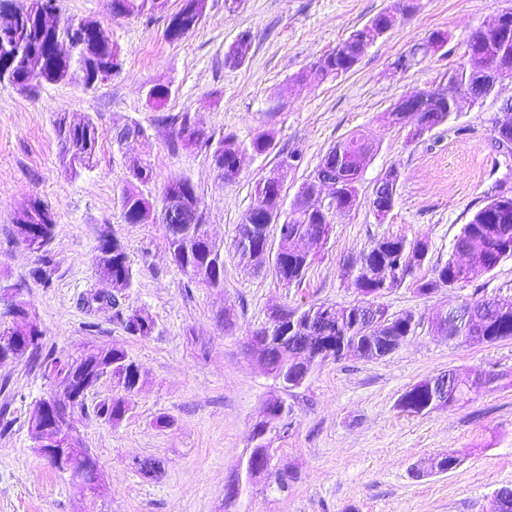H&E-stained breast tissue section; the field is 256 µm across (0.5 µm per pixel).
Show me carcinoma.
<instances>
[{
	"mask_svg": "<svg viewBox=\"0 0 512 512\" xmlns=\"http://www.w3.org/2000/svg\"><path fill=\"white\" fill-rule=\"evenodd\" d=\"M16 14L12 25L0 24V63L3 64L4 79L19 91L31 94L44 83H58L67 70L74 65L93 64L97 71L118 73L121 68L117 48L112 42L99 41L97 35L82 30L83 23L64 19L56 14L53 0H25L18 6L9 0ZM201 0H183L179 11L171 19L179 20L178 28L166 26L165 37L170 42L184 39L200 23ZM159 7L156 0H111L112 14L118 16L142 15ZM397 22L393 8L389 7L375 15L367 24L352 31L336 48L321 54L314 67L324 76H340L349 72L368 47L367 39L377 37L390 30ZM498 33L489 29L477 31V43L468 60L455 69L452 81L459 87H466L477 95H490L496 82L505 76L512 77V55L494 56L492 42ZM449 33L433 31L426 39L415 44L409 51L411 56L425 57L440 50L448 42ZM249 48L248 39L238 40L237 45L226 56L225 63L238 66L243 63ZM452 114L451 104L437 97L417 105L415 111L407 112L402 105H396L385 113L387 122L394 126L409 128V135L418 138L425 132L448 121ZM159 122L171 129L172 144L185 147L201 146L211 151L216 168L222 171L224 182L236 180L240 169L236 161L240 154L251 151L264 154L274 148L272 133L260 132L248 143L238 140L232 134L217 139L205 129L196 125L187 112L159 116ZM55 131L64 155L73 163L86 167L93 164L99 141L95 123L87 119L71 124L60 118L55 122ZM144 136L143 128L137 123H128L116 129L115 141L119 144L130 138ZM373 146L360 134H352L331 147L322 157L313 177L300 188L297 199L312 197L319 192L316 178L329 176L338 182L337 200L334 209L324 212L308 211L303 207L292 208L289 217L279 222L284 199L281 197L284 178L288 169L294 166L297 156L282 157L279 166L256 185L255 204L247 211L243 223L256 228L243 245L237 229L234 239L235 252L243 262L254 259V252L272 243L270 227L277 226L278 240L276 260L272 272L286 285L303 279L315 256L326 244L325 229L331 227L333 212H347L357 202L358 189L355 185L358 174L370 161ZM130 179L122 188L120 206L124 220L129 224L149 221L155 206L147 186L151 174L149 165L134 160L129 165ZM172 205L194 220L192 224L164 225L172 262L192 283L208 288L224 285V244L218 242L205 224L202 198L196 186L187 178H178L168 183L162 196V206ZM55 214L39 200L33 201L17 218L15 233L21 242L34 236L40 240L41 252L36 254L38 278L45 288L51 287L54 269V254L51 248L55 234ZM429 244L422 238L408 240L404 237H384L377 240L356 260L355 286L368 292H376L380 298L390 288H396L411 280V287L420 295H431L442 288H463L471 278V268L479 263L486 270H494L502 261L512 259V208L501 207L500 201H487L475 212L469 223L463 225L457 236L448 261L434 267L429 278L413 277L414 269L424 264L428 257ZM97 270L112 287V293L102 300L120 305L127 291L133 287L134 274L122 242L107 234L101 236L95 258ZM326 304H311L307 307H284L288 311V323L293 328L295 339L281 345L277 336L281 333L278 312H271L268 321L248 332L255 338L268 340L267 351L272 362L284 372L288 379L303 375L302 350L300 341L310 336H327L346 350H359L361 357L378 359L385 356L387 348L381 341L383 336H410L417 321L411 313H403L376 323L364 319L360 304L344 307L331 306L332 318L324 325L319 321ZM125 332L134 337L146 338L154 330V322L139 312L116 311ZM3 328L21 337L13 345L0 350L3 358L11 361L27 355L43 356L44 368L61 367L65 373H73V383L78 385L85 376L79 369L86 365L103 367L94 376L99 380L107 374L117 393L93 406L94 416L108 423L120 422L131 409L132 399L139 389L142 373L139 365L127 352L119 347L93 345L76 358L67 361L53 354H42L44 331H34L19 319L1 322ZM35 334L37 340L28 336ZM512 338V304L503 312L492 305L477 311V321L458 341L469 344H491L500 339ZM416 404V413L428 414L433 410L432 394L418 383L404 393ZM268 431H276L285 420L292 419V406L283 400L273 399L267 406ZM57 471L71 479L81 480L92 486L99 479L97 459L94 456L76 457Z\"/></svg>",
	"mask_w": 512,
	"mask_h": 512,
	"instance_id": "carcinoma-1",
	"label": "carcinoma"
}]
</instances>
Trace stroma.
I'll return each instance as SVG.
<instances>
[{"mask_svg": "<svg viewBox=\"0 0 512 512\" xmlns=\"http://www.w3.org/2000/svg\"><path fill=\"white\" fill-rule=\"evenodd\" d=\"M391 3L241 0L230 9L224 0H208L196 29L172 43L164 31L183 0L122 18L112 17L108 0H58L61 17L100 24L121 69L90 88L77 67L69 80L33 94L0 83V287L20 291L32 306L45 351L68 356L111 343L140 366L142 379L119 424L90 414L76 419L103 479L94 495L35 449L29 416L56 391L54 380L33 358L0 363V411L9 420L0 433V512H490L494 493L512 488V339L451 343L431 328L436 314L473 289L512 297V259L475 273L462 288L429 296L406 286L385 291L381 302L389 313L415 316L413 335L379 359L348 355L317 366L287 395L294 409L288 432L270 439L277 450L273 468L293 476L287 491L271 488L265 476H246L253 427L279 392L247 355L248 331L277 306L355 303L357 290L343 268L384 237L427 238L420 272L430 275L447 261L463 224L499 186H512V156L492 144V120L502 99L512 97V82L484 100L462 103L447 123L413 143L406 129L383 119L403 98L447 87L467 36L512 0H420L417 12L377 38L347 74L331 78L313 70L319 55ZM438 29L452 33L444 48L394 71L399 56ZM243 36L250 43L246 59L226 64L229 47ZM159 85L172 94L158 109L148 92ZM161 111L190 113L214 136L231 132L243 142L269 130L275 147L247 154L238 179L227 184L209 151L172 147L169 128L155 121ZM61 117L98 127L92 168L71 167L63 158L55 134ZM133 122L144 136L116 143V128ZM354 132L374 146L358 176V202L334 215L330 238L301 283L284 284L267 266L256 272L241 265L233 239L255 202L257 182L282 155H298L282 188L285 206H292L321 157ZM135 159L150 164L154 197L175 177L197 187L210 231L224 243L223 287L189 283L169 257L163 224L125 222L120 192ZM392 168L400 179L393 207L381 218L372 188ZM35 197L57 220L49 288L35 274L34 254L14 237L16 217ZM106 232L124 244L134 273L121 306L148 315L151 336L128 335L116 309L101 301L111 288L96 275L94 257ZM226 310L233 319L228 330L218 322ZM450 369L495 373L500 381L461 406L422 415L399 409L414 384ZM161 416L168 427H157ZM444 453L459 457L456 469L415 475V466ZM145 460L159 462V472L141 473ZM234 482L240 493L227 496Z\"/></svg>", "mask_w": 512, "mask_h": 512, "instance_id": "stroma-1", "label": "stroma"}]
</instances>
